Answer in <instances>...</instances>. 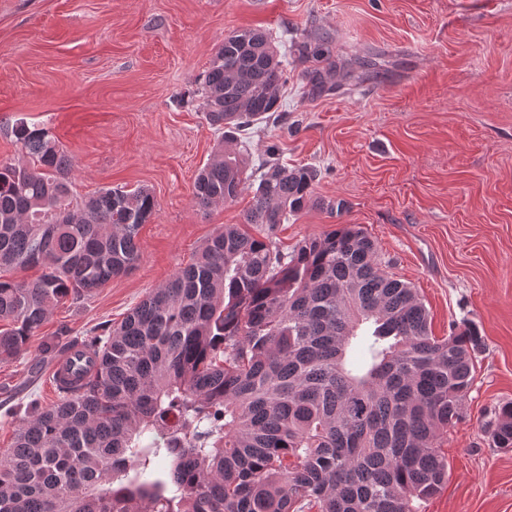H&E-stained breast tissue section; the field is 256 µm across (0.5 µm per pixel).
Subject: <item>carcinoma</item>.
Masks as SVG:
<instances>
[{"label":"carcinoma","mask_w":512,"mask_h":512,"mask_svg":"<svg viewBox=\"0 0 512 512\" xmlns=\"http://www.w3.org/2000/svg\"><path fill=\"white\" fill-rule=\"evenodd\" d=\"M316 63L329 42L301 46ZM288 69L264 31L224 37L201 82L222 133L193 190L203 209L252 194L189 264L115 326L80 344L93 372L32 410L0 453V512H418L448 481L438 443L465 417L478 330L432 335L415 289L382 268L357 225L284 253L276 228L320 206L317 171L275 161L249 183L237 134L283 125ZM29 163H0V362L54 309L140 260L157 202L143 187L74 196L72 162L46 129L11 128ZM491 434L512 448V401Z\"/></svg>","instance_id":"obj_1"}]
</instances>
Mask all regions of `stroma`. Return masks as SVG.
<instances>
[{"label": "stroma", "mask_w": 512, "mask_h": 512, "mask_svg": "<svg viewBox=\"0 0 512 512\" xmlns=\"http://www.w3.org/2000/svg\"><path fill=\"white\" fill-rule=\"evenodd\" d=\"M260 28L288 60L287 129L242 132L259 177L270 145L318 172L311 207L274 234L280 247L345 224L375 241L409 283L434 336L476 325L484 340L466 416L440 441L450 477L419 512H512V449L486 425L512 401V0H0V163L21 161L16 120L47 128L73 162V190H151L141 259L91 296L55 309L26 350L0 363L18 415L56 403L45 350L61 328L120 323L191 262L251 197L193 201L220 134L199 91L226 35ZM328 39L336 68L311 92L300 43Z\"/></svg>", "instance_id": "35a3bbf8"}]
</instances>
